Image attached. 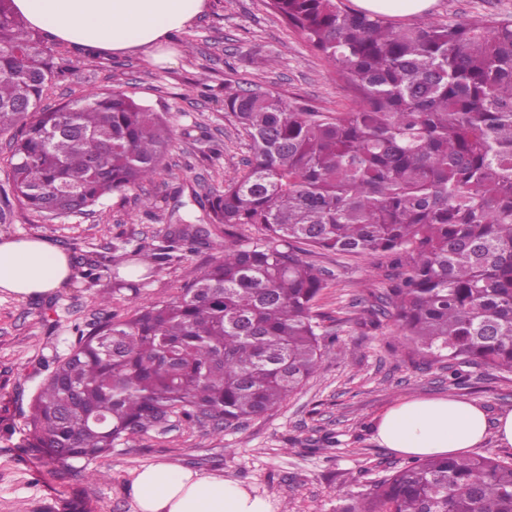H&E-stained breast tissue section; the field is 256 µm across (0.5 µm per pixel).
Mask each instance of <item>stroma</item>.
Listing matches in <instances>:
<instances>
[{
	"mask_svg": "<svg viewBox=\"0 0 512 512\" xmlns=\"http://www.w3.org/2000/svg\"><path fill=\"white\" fill-rule=\"evenodd\" d=\"M506 14L512 15V0H433L427 12L394 21L408 26ZM169 45L179 62L160 67L144 53L101 55L52 42L66 70L41 101L54 108L92 88L119 89L163 114L174 147L167 171L154 182L105 197L85 213L49 220L16 199L9 140L0 135V240L40 237L74 260L70 281L45 296L19 300L0 292V512H138L129 486L134 472L152 463L239 482L269 498L273 512H340L405 463L374 431L399 400L453 397L482 404L492 418L512 410V375L475 369L466 386H451L447 363L414 350L390 321L368 325L374 297L389 286L387 257L320 252L311 259L329 271L330 281L318 309L338 343L279 406L220 430L209 418L189 424L174 417L160 431L69 467L50 464L44 449L26 447L32 400L55 361L70 353L77 330L177 296L215 259V250L203 248L184 259L125 262L130 288L84 276L113 259V245L161 248L179 225L205 223V194L239 175L249 155L224 112L225 85L296 97L323 112L353 103L334 68L285 26L268 0H208ZM258 56L272 58L273 66L256 67Z\"/></svg>",
	"mask_w": 512,
	"mask_h": 512,
	"instance_id": "1",
	"label": "stroma"
}]
</instances>
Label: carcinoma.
Here are the masks:
<instances>
[{
	"label": "carcinoma",
	"mask_w": 512,
	"mask_h": 512,
	"mask_svg": "<svg viewBox=\"0 0 512 512\" xmlns=\"http://www.w3.org/2000/svg\"><path fill=\"white\" fill-rule=\"evenodd\" d=\"M0 0V134L27 209L81 213L158 175L173 133L122 91L57 108L41 101L62 66ZM288 28L352 89L354 106L224 86L245 135V169L205 195L157 262L202 247L214 260L180 295L79 332L35 397L27 446L66 466L177 416L230 426L279 405L312 377L337 333L316 311L329 287L304 244L393 258L373 306L448 369L512 375V15L417 26L344 0H271ZM33 111L25 112L22 106ZM263 236L245 239V225ZM119 270L91 267L85 277ZM343 512H512V459L416 458Z\"/></svg>",
	"instance_id": "cac0c4a2"
}]
</instances>
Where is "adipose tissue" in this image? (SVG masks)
Masks as SVG:
<instances>
[{"instance_id":"adipose-tissue-1","label":"adipose tissue","mask_w":512,"mask_h":512,"mask_svg":"<svg viewBox=\"0 0 512 512\" xmlns=\"http://www.w3.org/2000/svg\"><path fill=\"white\" fill-rule=\"evenodd\" d=\"M35 28L72 48L103 54L144 52L175 64L173 32L202 14L207 0H13ZM74 273L69 255L41 238L0 242V291L20 299L60 288ZM512 446V411L488 421L483 407L457 398L406 399L379 419L376 439L413 457L451 455L478 447L488 431ZM130 492L139 512H273L268 499L237 482L156 463L137 470Z\"/></svg>"}]
</instances>
